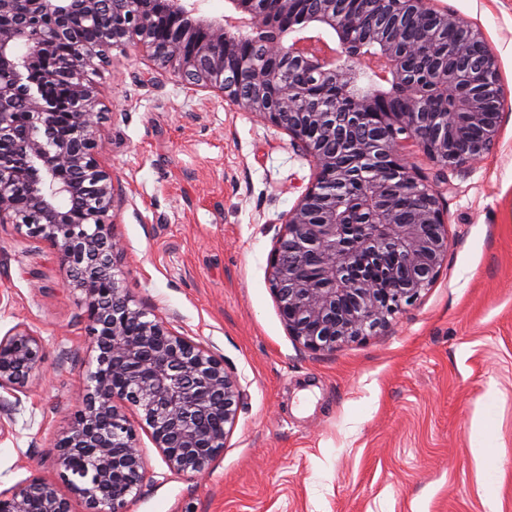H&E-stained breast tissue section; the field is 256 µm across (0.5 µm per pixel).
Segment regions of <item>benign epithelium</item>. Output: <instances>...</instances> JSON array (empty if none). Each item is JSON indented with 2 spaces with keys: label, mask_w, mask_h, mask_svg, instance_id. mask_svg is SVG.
I'll return each mask as SVG.
<instances>
[{
  "label": "benign epithelium",
  "mask_w": 512,
  "mask_h": 512,
  "mask_svg": "<svg viewBox=\"0 0 512 512\" xmlns=\"http://www.w3.org/2000/svg\"><path fill=\"white\" fill-rule=\"evenodd\" d=\"M103 35L99 50L72 39L71 0H0V224H14L52 250L82 295L95 368L81 403L53 448L60 479L39 478L0 490V512H127L146 474L143 451L121 405L135 407L169 471L204 474L224 453L244 389L211 349L135 304L115 265L123 242L113 234L115 186L101 165L103 113L81 75L107 61L106 49L129 45L184 82L283 128L313 164L314 176L288 212L268 263L269 284L288 334L312 352H329L383 328L412 304L448 258L438 192L404 162L414 147L441 166H467L499 144L491 99L503 96L496 57L469 63L467 93L433 78V93L452 94L455 109L425 114L422 91L406 79L402 23L418 16L413 49L436 53L437 36L457 29L452 61L485 42L483 33L434 0H230L249 19L200 15L201 0H126L114 13L103 0H81ZM326 32L348 62L325 69L297 54L288 36ZM372 40L387 60L392 86L411 105L360 83L358 41ZM340 91L350 111L310 101L311 87ZM479 130L466 140L458 115ZM462 140L448 151V138ZM361 183L357 199L368 223H346L339 188ZM46 350L26 327L0 337V392L24 390Z\"/></svg>",
  "instance_id": "7a95c632"
}]
</instances>
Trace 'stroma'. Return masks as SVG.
Listing matches in <instances>:
<instances>
[{
    "mask_svg": "<svg viewBox=\"0 0 512 512\" xmlns=\"http://www.w3.org/2000/svg\"><path fill=\"white\" fill-rule=\"evenodd\" d=\"M479 26L505 90L497 148L470 169L413 161L441 194L448 259L389 327L332 353L289 336L268 259L312 179L288 134L155 71L133 48L88 70L102 160L123 194L113 232L134 302L210 347L244 399L223 454L171 473L133 409L147 475L128 512H512V0H438ZM0 224V336L46 359L0 409V489L58 481L50 453L94 352L81 294ZM494 506H487V499Z\"/></svg>",
    "mask_w": 512,
    "mask_h": 512,
    "instance_id": "obj_1",
    "label": "stroma"
}]
</instances>
